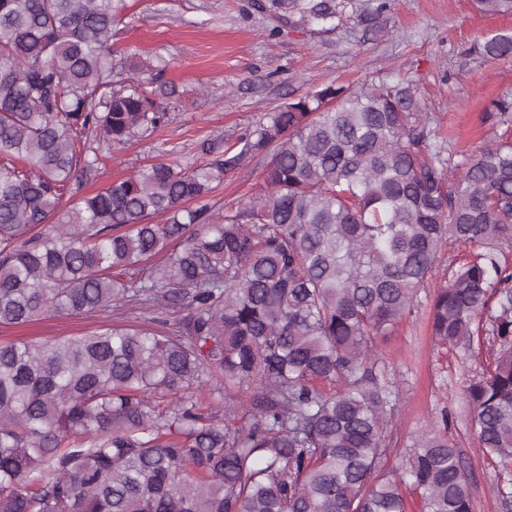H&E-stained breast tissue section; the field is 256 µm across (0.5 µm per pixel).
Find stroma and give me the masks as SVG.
Segmentation results:
<instances>
[{"instance_id": "1", "label": "stroma", "mask_w": 512, "mask_h": 512, "mask_svg": "<svg viewBox=\"0 0 512 512\" xmlns=\"http://www.w3.org/2000/svg\"><path fill=\"white\" fill-rule=\"evenodd\" d=\"M398 38L368 40L349 23L323 31L297 19H277L253 0H123V21L112 41L122 57L150 60L165 71L155 85L171 105L166 126L103 154V176L83 183L96 193L106 181L177 154L197 166L221 154L265 113L287 103L288 74L305 86L371 83L388 75L416 81L432 123L476 150L496 130L482 120L490 100L512 96V59L485 61L470 47L512 31V15H486L473 0H389ZM265 160L251 159L225 176L209 197L214 208L243 206L260 188ZM435 283H428L410 315L379 342L386 363L402 382L399 417L392 432L390 468H398L406 444L439 417H447L449 445L460 454L472 485L473 512H500L491 488L497 460L484 456L471 427L464 389L481 372L485 357L437 342L429 325ZM110 313L61 316L21 326H0V343L46 342L98 332L112 325Z\"/></svg>"}]
</instances>
